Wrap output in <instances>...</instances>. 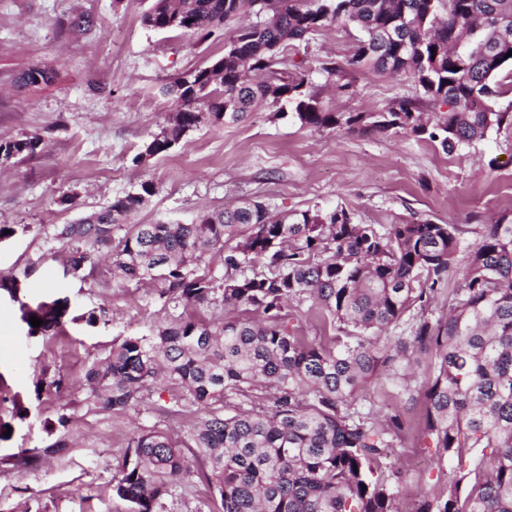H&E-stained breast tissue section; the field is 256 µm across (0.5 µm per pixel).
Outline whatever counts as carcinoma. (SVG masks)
<instances>
[{
    "instance_id": "carcinoma-1",
    "label": "carcinoma",
    "mask_w": 512,
    "mask_h": 512,
    "mask_svg": "<svg viewBox=\"0 0 512 512\" xmlns=\"http://www.w3.org/2000/svg\"><path fill=\"white\" fill-rule=\"evenodd\" d=\"M362 32L355 55L322 64L327 78L361 65L406 74L423 90L386 112H327L305 77L292 72L287 47L307 43L332 23ZM144 23L204 38L229 33L213 65L168 86L177 102L165 126L134 161L170 150L194 128L238 124L260 104L291 105L301 125L345 127L363 134H404L437 142L452 155L512 122L496 109L495 78L512 67V0H153ZM495 53L500 62L485 57ZM53 73L29 68L22 86ZM448 111L423 122L422 106ZM37 136L0 140V160L32 157ZM152 194L117 197L57 229L72 276L106 250L119 287L151 283L174 309L224 308L205 323L180 313L148 333L114 340L92 362L82 386L100 412L144 406L165 384L177 402L209 408L181 446L163 430L128 440L112 485L133 512H165L166 500L192 471L221 500L223 512H399L396 487L378 460L404 439H431L455 479L411 512H512V221L492 224H356L351 213H272L260 200L199 216L191 223L131 220ZM124 230L115 239L112 231ZM223 256L224 276L206 256ZM462 268L461 281L448 276ZM448 298V313L432 303ZM320 313L338 331L324 346L284 324L285 308ZM68 302H41L25 313L28 335L62 324ZM238 315L229 316V313ZM42 320L40 327L30 317ZM407 336L381 345L391 328ZM430 369L420 413L388 412L379 420L357 392L383 375L409 390L413 355ZM231 399L246 404L224 413ZM65 413L43 448H22L9 464L22 470L71 447ZM474 448L491 456L476 461Z\"/></svg>"
}]
</instances>
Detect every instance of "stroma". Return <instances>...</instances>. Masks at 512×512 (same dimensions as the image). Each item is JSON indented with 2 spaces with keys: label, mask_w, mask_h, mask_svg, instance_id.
Wrapping results in <instances>:
<instances>
[{
  "label": "stroma",
  "mask_w": 512,
  "mask_h": 512,
  "mask_svg": "<svg viewBox=\"0 0 512 512\" xmlns=\"http://www.w3.org/2000/svg\"><path fill=\"white\" fill-rule=\"evenodd\" d=\"M150 0H0V139L40 136L31 157L0 166V277H19L17 295L0 290V512H132L112 492L129 438L156 427L188 441L202 408L177 407L168 389L147 405L120 414L85 403L89 363L115 339L146 334L172 309L146 285H113L108 262L82 276L63 272L64 246L56 230L108 206L115 197L153 193L138 224L198 215L259 198L281 211L346 208L358 224H490L512 219V125L446 155L411 136L315 130L261 107L235 125L204 124L168 152L133 164L143 144L165 125L176 102L165 87L224 53V39L164 32L143 22ZM359 31L341 23L323 29L308 47H289L309 82L333 112H384L402 97L422 96L405 75L350 70L349 91L336 93L323 61L354 54ZM54 80L17 87L31 67ZM68 301L56 334L30 337L23 316L45 298ZM109 310L108 323L87 325L92 309ZM62 376L58 395L36 394L41 375ZM25 414H18L17 406ZM72 413V450L26 471L3 460L51 439L48 423ZM396 474L397 506L437 496L454 473L427 440L403 441L382 460ZM167 512H222L220 499L196 475L167 500Z\"/></svg>",
  "instance_id": "35a3bbf8"
}]
</instances>
